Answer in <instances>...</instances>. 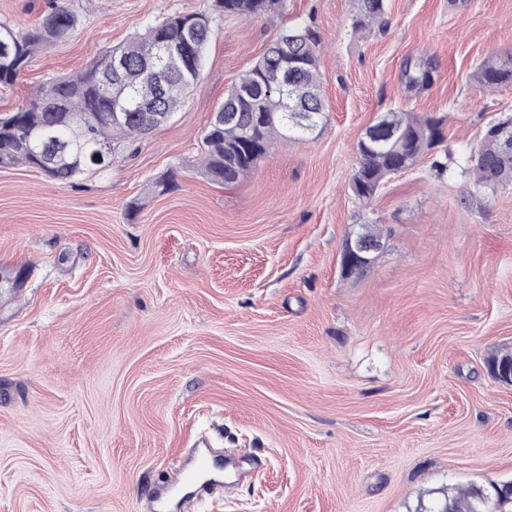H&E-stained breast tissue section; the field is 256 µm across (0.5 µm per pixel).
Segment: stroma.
<instances>
[{
    "mask_svg": "<svg viewBox=\"0 0 512 512\" xmlns=\"http://www.w3.org/2000/svg\"><path fill=\"white\" fill-rule=\"evenodd\" d=\"M81 21L0 88L12 112L51 77L211 0H68ZM350 0H285L276 21L218 20L201 80L111 167L60 187L0 168V512H139L199 437L261 457L178 512H418L448 487L512 481V184L473 192L457 167L512 84L473 78L512 51V0H387L352 29ZM314 22L329 105L240 182L200 171L224 93L280 26ZM431 85L407 92V59ZM443 118L432 155L363 203L356 145L383 112ZM174 181L152 192V182ZM377 222L360 274L341 253Z\"/></svg>",
    "mask_w": 512,
    "mask_h": 512,
    "instance_id": "obj_1",
    "label": "stroma"
}]
</instances>
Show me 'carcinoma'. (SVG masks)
I'll use <instances>...</instances> for the list:
<instances>
[{
  "instance_id": "obj_1",
  "label": "carcinoma",
  "mask_w": 512,
  "mask_h": 512,
  "mask_svg": "<svg viewBox=\"0 0 512 512\" xmlns=\"http://www.w3.org/2000/svg\"><path fill=\"white\" fill-rule=\"evenodd\" d=\"M283 0H213L209 12L173 13L136 32L124 43L100 52L73 75L53 77L35 89L29 103L0 113V168L24 166L52 182L72 185L82 175L101 170L93 161L98 147L145 138L181 110L196 88L205 61L213 23L218 17L240 19L281 14ZM385 0H354L353 27L373 29L385 13ZM79 23L66 0H52L49 11L30 28L20 30L0 20V43L10 47L0 56V85L11 86L37 51L67 41ZM321 39L312 23L282 29L258 59L224 94L204 135L203 173L226 186L237 183L266 158L279 141L312 135L328 112L319 70ZM125 66L115 71L109 57ZM430 60H407L406 89L420 91L432 79ZM473 76L492 89L512 83V52L491 54ZM123 118H112L115 108ZM397 131L382 147L358 141L357 166L350 180L353 194L370 201L397 171H405L443 138L441 120L391 109L381 114ZM55 133L65 155L44 166L38 151L41 136ZM478 159L461 171L480 191L512 183V152L491 129L477 147ZM512 484L488 488H456L436 504L437 512H507Z\"/></svg>"
}]
</instances>
